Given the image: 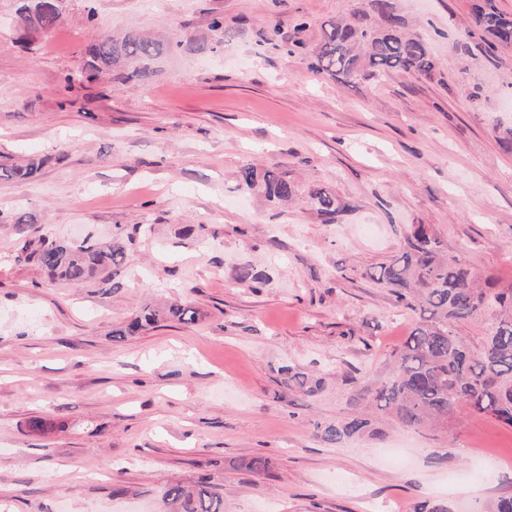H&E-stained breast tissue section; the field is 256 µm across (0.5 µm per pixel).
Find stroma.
Instances as JSON below:
<instances>
[{"instance_id":"1","label":"stroma","mask_w":512,"mask_h":512,"mask_svg":"<svg viewBox=\"0 0 512 512\" xmlns=\"http://www.w3.org/2000/svg\"><path fill=\"white\" fill-rule=\"evenodd\" d=\"M427 36L431 77L321 82L267 26L324 20L367 0H98L88 21L16 44L0 0V155L46 158L0 179V512H159L160 492L207 474L224 512H450L512 496V428L465 416L447 433L379 420L382 438L328 444L314 424L351 414L416 321L367 273L422 224L443 253L512 284V49L465 38L469 0H394ZM162 59L150 85L67 84L96 37L134 27L210 41ZM287 172L295 195L243 192V167ZM322 189L344 208L324 221ZM75 243H123L114 280L47 284L14 258L19 222ZM261 277L246 288L241 273ZM181 300L174 320L113 328ZM321 378L298 400L276 369ZM46 421L29 431L30 419ZM256 456L268 473L249 471ZM121 483L125 494L113 492ZM45 160L31 159L25 164H15L0 159V178L10 179L16 182H27L35 177L43 166ZM166 317L176 318L177 321L181 323H192L197 319V311L181 303H174L164 311L144 308L140 315L136 316L119 329L112 330V336H118L120 339L133 336L137 332L146 329L148 326L157 324L160 318Z\"/></svg>"}]
</instances>
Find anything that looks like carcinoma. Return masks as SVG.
I'll use <instances>...</instances> for the list:
<instances>
[{
  "label": "carcinoma",
  "instance_id": "1",
  "mask_svg": "<svg viewBox=\"0 0 512 512\" xmlns=\"http://www.w3.org/2000/svg\"><path fill=\"white\" fill-rule=\"evenodd\" d=\"M471 29L481 33L490 53L512 47V13L502 11L496 0H480L471 6ZM64 21L54 0H44L25 34L49 32ZM212 41L193 39L165 41L131 29L120 36L105 35L88 47L85 68L65 76V82L94 80L107 69L118 72L124 82L147 84L156 74L155 64L175 51H213L224 44V19L211 18ZM289 55L311 59L310 69L320 80L353 82L383 77L393 71L429 77L435 69L426 39L407 31L406 19L393 0H368V10L356 11L346 19H331L320 25L316 42L305 33L309 22L298 17L292 22ZM44 160L15 164L0 159V178L27 182L35 177ZM238 187L260 189L275 204L295 193L288 173L268 169L259 174L252 167L241 170ZM320 215L336 219L340 205L336 197L319 190L310 196ZM15 259L43 271L51 283H81L98 279L110 283V273L126 260L124 247L102 248L94 244L73 245L64 240H37L26 233L15 245ZM387 288L403 307L417 313L414 328L403 346L392 354L393 370L384 381L360 394L359 410L336 420L315 424L316 436L336 443L356 435L382 436L375 428L388 415L413 429L447 430L448 422L466 415L484 416L512 427V285L502 287L479 274L466 262L443 256L441 242L424 225L412 227L400 255L371 275ZM173 317L192 323L197 311L181 303L159 311L145 308L128 323L112 331L124 339ZM485 321V336L473 350L459 334L463 325ZM283 383L297 398H312L322 390L321 380L293 365L278 369ZM161 512H224V496L201 475L192 485H166L160 492Z\"/></svg>",
  "mask_w": 512,
  "mask_h": 512
}]
</instances>
